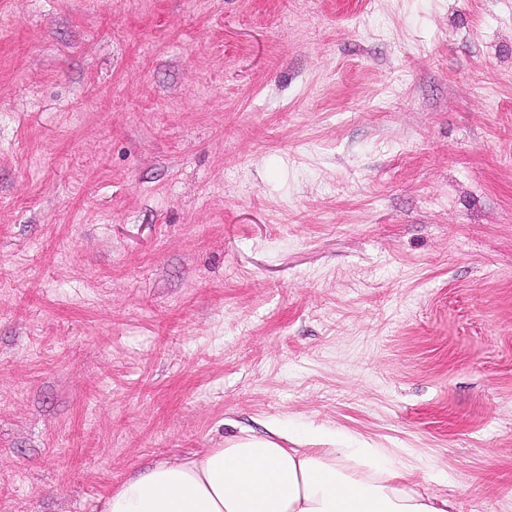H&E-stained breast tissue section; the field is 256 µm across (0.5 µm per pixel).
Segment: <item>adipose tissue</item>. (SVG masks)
<instances>
[{
  "label": "adipose tissue",
  "instance_id": "ef3b65f1",
  "mask_svg": "<svg viewBox=\"0 0 512 512\" xmlns=\"http://www.w3.org/2000/svg\"><path fill=\"white\" fill-rule=\"evenodd\" d=\"M249 430L223 447L145 466L104 500L103 512H456L419 492L386 448H340L332 432L300 447Z\"/></svg>",
  "mask_w": 512,
  "mask_h": 512
}]
</instances>
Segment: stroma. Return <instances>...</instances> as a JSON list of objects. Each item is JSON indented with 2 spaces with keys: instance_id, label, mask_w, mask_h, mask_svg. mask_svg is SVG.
Segmentation results:
<instances>
[{
  "instance_id": "1",
  "label": "stroma",
  "mask_w": 512,
  "mask_h": 512,
  "mask_svg": "<svg viewBox=\"0 0 512 512\" xmlns=\"http://www.w3.org/2000/svg\"><path fill=\"white\" fill-rule=\"evenodd\" d=\"M273 421L512 512V0H0V512Z\"/></svg>"
}]
</instances>
